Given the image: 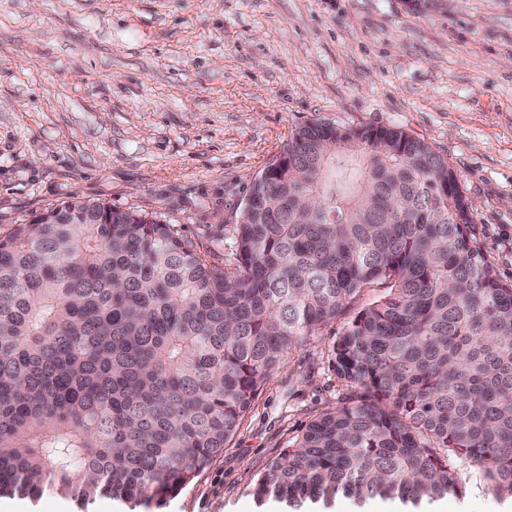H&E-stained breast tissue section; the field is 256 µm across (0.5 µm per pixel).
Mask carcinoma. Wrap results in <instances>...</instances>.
Here are the masks:
<instances>
[{"label":"carcinoma","mask_w":512,"mask_h":512,"mask_svg":"<svg viewBox=\"0 0 512 512\" xmlns=\"http://www.w3.org/2000/svg\"><path fill=\"white\" fill-rule=\"evenodd\" d=\"M448 162L396 127L310 123L255 177L236 267L173 225L64 200L0 235V497L47 480L147 505L224 447L274 366L364 289L336 374L353 389L268 465L288 512L393 498L476 467L512 497V284L474 245Z\"/></svg>","instance_id":"cac0c4a2"}]
</instances>
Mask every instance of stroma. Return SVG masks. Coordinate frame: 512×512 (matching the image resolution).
Returning <instances> with one entry per match:
<instances>
[{"mask_svg": "<svg viewBox=\"0 0 512 512\" xmlns=\"http://www.w3.org/2000/svg\"><path fill=\"white\" fill-rule=\"evenodd\" d=\"M396 127L473 205L471 234L512 283V0H0V235L78 197L173 225L236 264V217L296 128ZM364 289L286 354L223 456L161 505L46 484L27 512H285L268 463L351 393L334 347ZM444 512H512L478 477Z\"/></svg>", "mask_w": 512, "mask_h": 512, "instance_id": "35a3bbf8", "label": "stroma"}]
</instances>
